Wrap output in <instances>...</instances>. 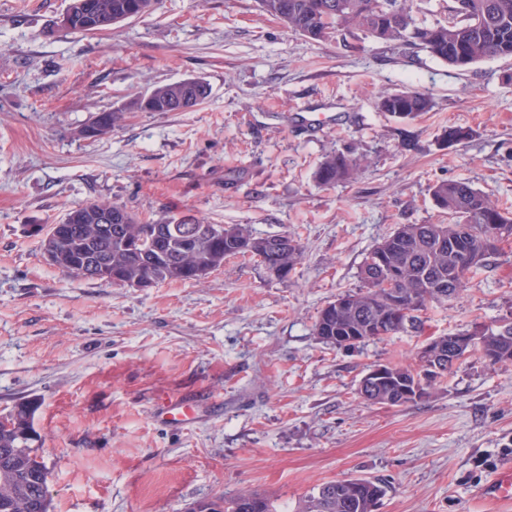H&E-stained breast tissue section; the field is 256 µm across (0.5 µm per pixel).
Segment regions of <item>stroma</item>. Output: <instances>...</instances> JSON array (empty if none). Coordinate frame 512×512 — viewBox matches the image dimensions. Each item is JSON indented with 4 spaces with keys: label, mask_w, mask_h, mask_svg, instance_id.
<instances>
[{
    "label": "stroma",
    "mask_w": 512,
    "mask_h": 512,
    "mask_svg": "<svg viewBox=\"0 0 512 512\" xmlns=\"http://www.w3.org/2000/svg\"><path fill=\"white\" fill-rule=\"evenodd\" d=\"M68 3L0 0V415L34 403L54 512H186L243 490L295 512L313 487L353 476L387 483L378 512H512L477 495L512 448V363L469 357L398 407L358 393L372 366H415L428 338L512 315V249L421 331L356 349L314 332L399 225L449 223L435 183L463 179L512 208V59L462 72L357 37L314 42L255 0H160L85 35L61 27ZM189 77L212 88L195 109H130ZM411 85L431 112L399 123L379 111L380 92ZM117 109L122 126L82 135ZM292 112L357 120L310 137ZM451 127L469 139L448 144ZM334 151L367 158L365 176L317 185ZM94 200L149 222L296 231L303 253L284 279L242 257L201 284L77 278L49 264L32 227ZM182 400L191 423L159 417Z\"/></svg>",
    "instance_id": "35a3bbf8"
}]
</instances>
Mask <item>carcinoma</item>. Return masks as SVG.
Masks as SVG:
<instances>
[{"instance_id":"carcinoma-1","label":"carcinoma","mask_w":512,"mask_h":512,"mask_svg":"<svg viewBox=\"0 0 512 512\" xmlns=\"http://www.w3.org/2000/svg\"><path fill=\"white\" fill-rule=\"evenodd\" d=\"M260 11L288 31L311 41L333 39L352 30L389 46H412L460 71L493 59L512 58V0H448L453 18L433 22L416 15L414 0H257ZM158 0H69L66 29L91 34L86 17L95 16L100 32L153 10ZM210 96L209 84L187 78L157 85L135 99L144 112H186ZM433 108L425 89L408 88L379 97V109L399 122L419 118ZM104 125L99 136L123 121L120 111L99 112ZM362 158L342 153L326 155L315 181L333 186L355 181L366 172ZM438 208L454 219L451 224H403L378 243L360 268L363 288L340 295L319 313L318 338L338 347L357 348L371 341L416 329L422 314L434 304L456 299L467 275L487 266L491 257L512 245V213L467 181L433 185ZM68 223L50 226L60 244L52 265L87 280L112 281L133 288L143 281L202 282L224 265V259L249 256L268 274L285 278L302 255L298 237L286 232L257 236L243 224H211L188 217L176 224L143 221L118 204L96 200L68 210ZM461 251L471 253L465 270L456 266ZM347 337V344L336 337ZM482 338L493 355L489 365L512 362V317L480 329L431 338L442 370L426 379L422 372L389 365L376 382L359 384L358 394L376 405L401 406L414 387L450 374L460 361L481 354L470 344ZM34 407L21 404L0 424V512H51L48 475L38 455L40 436L33 424ZM387 493L379 479L350 478L324 482L298 504V512H377ZM192 512H277L269 499L249 491L217 501H200Z\"/></svg>"}]
</instances>
